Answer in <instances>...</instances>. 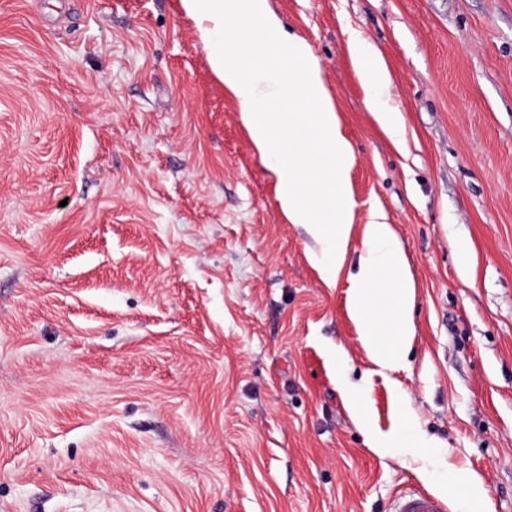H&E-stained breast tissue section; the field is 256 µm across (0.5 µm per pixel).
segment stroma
Masks as SVG:
<instances>
[{
	"mask_svg": "<svg viewBox=\"0 0 512 512\" xmlns=\"http://www.w3.org/2000/svg\"><path fill=\"white\" fill-rule=\"evenodd\" d=\"M268 2L350 142L355 225L382 210L416 284L411 432L512 512V0ZM313 247L180 0H0V512H456L354 425L329 349L382 432L397 400ZM351 54L359 63L365 84L377 90L389 82V74L375 47L362 38L353 39L349 44ZM443 502L433 494L412 491L395 496L391 512H444Z\"/></svg>",
	"mask_w": 512,
	"mask_h": 512,
	"instance_id": "35a3bbf8",
	"label": "stroma"
}]
</instances>
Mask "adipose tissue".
<instances>
[{
    "label": "adipose tissue",
    "instance_id": "adipose-tissue-1",
    "mask_svg": "<svg viewBox=\"0 0 512 512\" xmlns=\"http://www.w3.org/2000/svg\"><path fill=\"white\" fill-rule=\"evenodd\" d=\"M181 5L196 23L211 70L236 98L254 145L276 175L282 211L317 243L314 259L326 279L336 280L349 251H356L347 308L366 357L382 372L406 369L415 284L383 212L371 213L359 248L351 246L352 149L310 45L282 34L268 0H181ZM243 56L252 62L247 74L239 62ZM287 99L293 107L286 112L282 103ZM285 129L290 132L286 138L281 135ZM330 355L339 371L337 386L368 448L384 457L403 446L412 461H427L431 443L410 440L407 413H400L389 433L380 432L372 423L365 382L349 379L342 348Z\"/></svg>",
    "mask_w": 512,
    "mask_h": 512
}]
</instances>
